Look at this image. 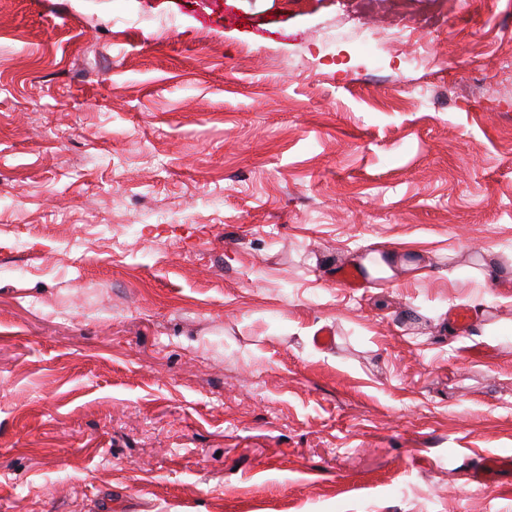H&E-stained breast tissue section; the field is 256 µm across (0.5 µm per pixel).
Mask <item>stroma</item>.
<instances>
[{"label": "stroma", "mask_w": 512, "mask_h": 512, "mask_svg": "<svg viewBox=\"0 0 512 512\" xmlns=\"http://www.w3.org/2000/svg\"><path fill=\"white\" fill-rule=\"evenodd\" d=\"M490 455L512 0H0V512H512ZM410 253L412 252L404 249L377 248L353 260L365 270L368 280L375 283L371 288H383L385 283L396 278L424 275L429 262L410 261L407 259ZM511 469V457H487L483 460L481 467L473 472L472 477L477 483L487 484L490 480L496 482L495 478L508 476Z\"/></svg>", "instance_id": "1"}]
</instances>
